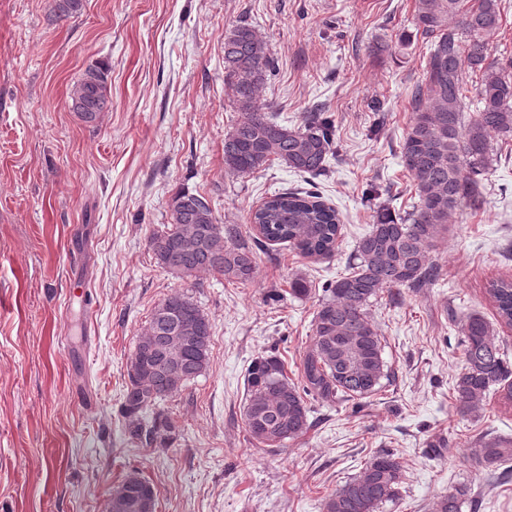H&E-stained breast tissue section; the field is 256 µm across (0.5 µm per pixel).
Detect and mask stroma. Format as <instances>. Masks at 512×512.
<instances>
[{
    "label": "stroma",
    "mask_w": 512,
    "mask_h": 512,
    "mask_svg": "<svg viewBox=\"0 0 512 512\" xmlns=\"http://www.w3.org/2000/svg\"><path fill=\"white\" fill-rule=\"evenodd\" d=\"M241 22L274 61L265 110L291 126L316 107L332 117L326 176L277 163L245 178L225 171L238 114L224 33ZM377 41L383 51H372ZM426 52L413 0H84L63 21L51 0H0V512H108L110 488L133 475L153 485L156 512H320L383 450L403 482L382 512H432L462 482L479 512H512V477L475 460L479 441L512 439V405L490 395L474 418L452 396L462 318L492 317L489 282L512 278V144L435 252L439 278L370 306L390 380L363 400L312 402L311 428L282 448L253 444L240 416L251 362L273 353L296 377L323 284L347 271L378 206L408 209L399 145ZM95 62L109 68L112 105L92 127L71 112L70 93ZM377 102L386 122L375 135ZM372 183L389 194L366 202ZM310 188L340 213L331 257L267 246L255 280L239 285L176 278L148 246L177 191L208 197L219 223L245 225L275 191ZM298 274L315 285L304 299L288 293ZM175 292L210 321V367L146 413L136 440L122 410L126 362Z\"/></svg>",
    "instance_id": "1"
}]
</instances>
